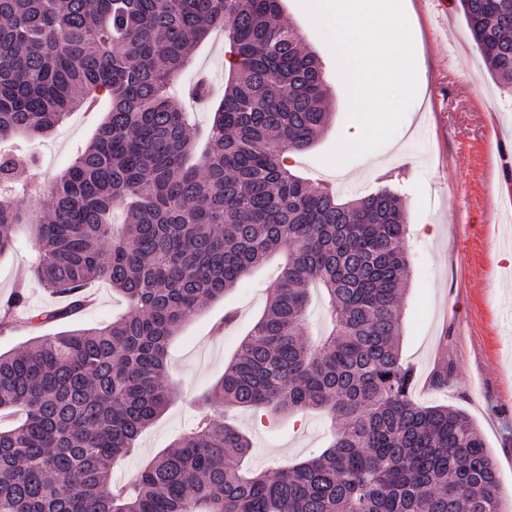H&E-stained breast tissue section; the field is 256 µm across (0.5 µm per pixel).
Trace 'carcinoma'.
I'll use <instances>...</instances> for the list:
<instances>
[{"instance_id":"carcinoma-1","label":"carcinoma","mask_w":512,"mask_h":512,"mask_svg":"<svg viewBox=\"0 0 512 512\" xmlns=\"http://www.w3.org/2000/svg\"><path fill=\"white\" fill-rule=\"evenodd\" d=\"M493 80L512 93V0H454ZM284 0H0V138H39L109 99L90 142L42 197L0 155V256L21 227L41 288L30 309L59 321L107 281L127 311L103 327L31 338L0 353V512H502L496 464L472 418L422 406L403 361L398 298L409 216L381 186L348 201L287 168L328 125L314 51ZM224 33L230 74L210 129L192 128L176 77ZM125 214L114 228L112 211ZM276 251L282 277L193 427L131 480L111 468L172 400L169 342ZM332 328L301 334L310 291ZM20 288L0 326L27 307ZM317 410L334 437L273 474L245 466L230 409Z\"/></svg>"}]
</instances>
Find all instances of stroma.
<instances>
[{
	"label": "stroma",
	"mask_w": 512,
	"mask_h": 512,
	"mask_svg": "<svg viewBox=\"0 0 512 512\" xmlns=\"http://www.w3.org/2000/svg\"><path fill=\"white\" fill-rule=\"evenodd\" d=\"M414 45L423 60L422 92L415 96L395 135L379 149L344 164L324 158L352 127L349 93L335 51L315 30L300 0H286L284 21L321 58L332 117L306 151L290 160L292 173L336 188L342 198L363 195L389 182L410 219V277L402 300L404 361L414 364L422 385L413 393L422 405L466 411L477 424L497 466L503 498L512 497V252H502L499 235L512 229V96L488 75L462 15L438 0H403ZM224 39L198 46L180 78L181 103L196 127L213 118L208 102L195 98L206 78L214 100L224 95ZM211 99V100H212ZM101 111L77 112L48 138L32 144L38 192L49 194L56 176L93 135ZM28 237L0 257V301L31 280ZM280 272L278 260L248 278L224 300L206 303L190 317L169 348L167 376L176 398L138 441L137 451L114 470L116 480L134 477L143 463L196 419L195 398L224 373L241 335L263 311L268 288ZM96 300L72 320L49 325L55 333L73 326L111 322L127 309L104 283ZM237 319L224 324V309ZM448 365V384L432 376ZM235 425L254 448L252 464L279 468L318 455L328 426L318 414L287 417L238 413Z\"/></svg>",
	"instance_id": "35a3bbf8"
}]
</instances>
